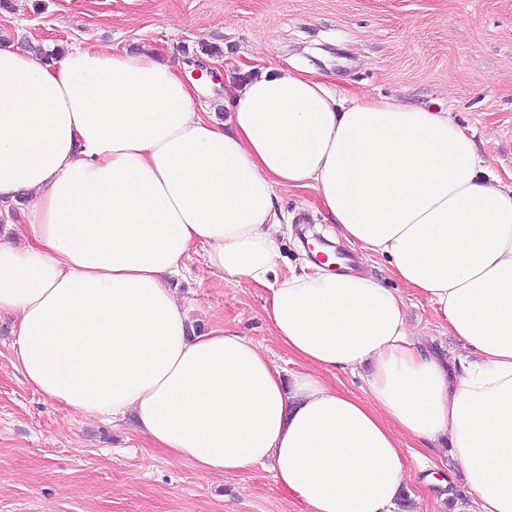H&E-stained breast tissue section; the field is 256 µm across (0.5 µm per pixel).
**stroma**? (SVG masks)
I'll list each match as a JSON object with an SVG mask.
<instances>
[{"mask_svg": "<svg viewBox=\"0 0 512 512\" xmlns=\"http://www.w3.org/2000/svg\"><path fill=\"white\" fill-rule=\"evenodd\" d=\"M0 34L46 50L94 43L145 48L190 68L238 78L290 64L316 70L336 90L395 98L451 112L479 140L502 179L512 178V0H0ZM216 46L221 56L203 54ZM281 269L300 268V241L326 218L310 193L279 194ZM348 266L400 288L406 318L431 353L460 347L428 302L400 287L384 261L346 251ZM194 277L173 283L196 333L236 326L286 375L304 365L277 343L262 316L264 291L221 284L189 261ZM9 320L0 321V512H305L267 470L204 475L143 439L131 421L65 412L11 363ZM404 512H476L462 481L429 493L427 471H457L442 448L406 449Z\"/></svg>", "mask_w": 512, "mask_h": 512, "instance_id": "stroma-1", "label": "stroma"}]
</instances>
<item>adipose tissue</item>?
Here are the masks:
<instances>
[{"label": "adipose tissue", "instance_id": "1", "mask_svg": "<svg viewBox=\"0 0 512 512\" xmlns=\"http://www.w3.org/2000/svg\"><path fill=\"white\" fill-rule=\"evenodd\" d=\"M213 84L149 51L48 64L0 45V201L25 219L23 245L0 239L14 368L200 472L271 468L307 512H395L406 438L447 441L478 512H512V183L437 108L292 65L229 86L218 120L192 109ZM280 188L313 192L336 237L425 298L465 350L456 377L399 292L324 262L279 273ZM198 246L224 282L265 289L306 372L284 380L235 327L194 333L170 279Z\"/></svg>", "mask_w": 512, "mask_h": 512}]
</instances>
